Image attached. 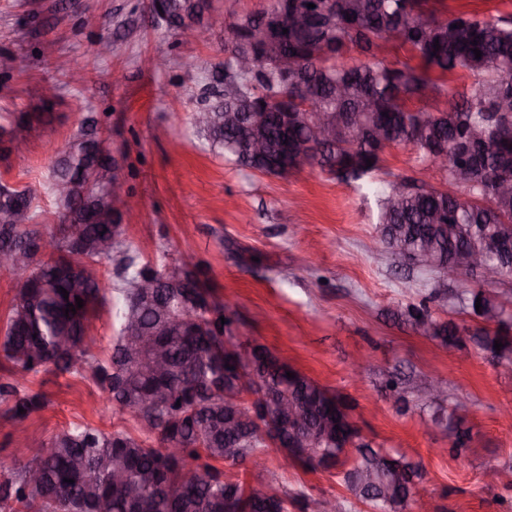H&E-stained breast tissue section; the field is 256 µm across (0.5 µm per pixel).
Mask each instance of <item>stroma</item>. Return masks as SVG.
Listing matches in <instances>:
<instances>
[{
    "mask_svg": "<svg viewBox=\"0 0 512 512\" xmlns=\"http://www.w3.org/2000/svg\"><path fill=\"white\" fill-rule=\"evenodd\" d=\"M268 3L215 0L209 40L185 42L153 22L147 0H67L63 10L58 0H0V53L16 59L0 76V115L30 111L45 84L57 86L56 121L41 139L0 157V177L36 187L37 221L53 230L54 154L95 117L120 181L141 202L123 220L124 245L157 264L188 259L223 300L233 335L276 351L345 401L363 438L421 461L425 493L409 512H512V487L484 477L486 468L512 466V418L501 413L512 405V365L471 346L439 348L404 317L407 308L424 306L434 319L473 324L460 296L483 288L512 298V276L487 285L479 274H464L449 281L447 296L432 298L431 273L380 252L372 191L310 166L287 180L259 174L212 151L191 124L202 87L224 60L228 24ZM103 40L112 44L106 55L96 51ZM148 55L164 56L165 69H145ZM65 56L86 64L83 84L55 71ZM377 177L444 185L442 172L420 164L405 145L385 150ZM362 351L372 360L351 376ZM392 377L401 392L386 388ZM438 378L447 391L444 410L456 398L468 401L467 449L457 457L421 391ZM26 386L44 405L18 426L0 401V462L26 460L29 449L73 423L139 431L81 376L42 371ZM224 473L247 484L273 478L289 494L334 496L346 500L348 512H367L350 499L341 469L287 465L272 447Z\"/></svg>",
    "mask_w": 512,
    "mask_h": 512,
    "instance_id": "obj_1",
    "label": "stroma"
}]
</instances>
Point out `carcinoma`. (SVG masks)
<instances>
[{"mask_svg": "<svg viewBox=\"0 0 512 512\" xmlns=\"http://www.w3.org/2000/svg\"><path fill=\"white\" fill-rule=\"evenodd\" d=\"M161 6L181 18L201 15L207 4L163 0ZM285 8L316 18L311 29L288 33L292 67L286 77L260 47L258 24L263 15ZM229 34L219 84L235 87L236 93L218 91L193 114L197 133L211 149L286 180L294 169L284 140L306 143L304 123L319 112H332L338 121L336 139L318 144L315 165L359 188L364 180L373 187L387 255L430 264L435 295L438 287L448 288V268L465 250L484 252L503 275H512V192L500 194L497 183L502 176L512 181L511 17L492 21L465 12L439 17L426 9V0H271L260 13L236 16ZM390 36L419 63H391L378 56L380 42ZM476 49L481 51L478 59ZM353 51L367 61L348 57ZM240 56L252 57L254 68L240 70ZM456 71L474 78L469 93L432 79L434 73ZM429 85L446 105L407 106ZM284 92L286 123L282 109L273 104ZM49 106L51 99L44 97L36 111L0 124V155L12 151L14 130L52 124ZM251 123L254 136L265 142L260 155L240 135L242 126ZM476 131L483 133L487 150L473 149ZM400 144L442 171L446 187L424 189L406 179L373 182L385 148ZM112 167V154L98 148L96 121L89 118L58 152L51 169L49 191L63 220L54 232L36 222V189L0 184V253L22 251L29 268L0 336V356L13 376L50 370L90 378L119 410L136 418L141 435L73 423L26 461L1 462L0 512H94L102 503L107 512H129L131 504L135 512H288L295 499L273 482L267 483L273 495L256 500L246 496L243 482L225 477L217 467L244 463L267 447L263 430L251 419L252 409L265 405L272 411L284 400L299 409L300 439L308 441L309 454L295 461L323 469L341 466L355 500L374 512H384V501L391 504L389 512H405L412 501L410 488L421 479L420 464L353 438L342 422L348 406L338 396L267 347L234 339L229 324H221L224 303L197 271L177 259L159 268L143 264L122 247V225L103 209L108 184L97 179L98 172ZM461 197L467 198L463 204ZM40 238L49 239L51 252L34 246ZM103 259L114 263L112 284L97 275L96 264ZM146 274L158 282L151 301L141 299L136 289ZM108 291L114 294L119 334L110 358L102 362L90 353L87 339ZM77 296L83 307L65 312ZM464 311L483 326L438 322L415 306L408 316L418 330L429 325L425 336L445 347L469 341L491 358L511 363L512 339L488 328L504 323L506 306L477 291L466 299ZM130 322L146 334L169 326L164 378L142 372L129 359L125 329ZM227 338L231 353L224 350ZM496 341L503 347L495 349ZM288 371L293 378H287ZM0 398L19 423L42 405L39 394L17 381L0 384ZM464 408L458 401L438 419L455 436L457 449L463 447L458 427ZM347 443L355 445L351 464L338 455Z\"/></svg>", "mask_w": 512, "mask_h": 512, "instance_id": "cac0c4a2", "label": "carcinoma"}]
</instances>
